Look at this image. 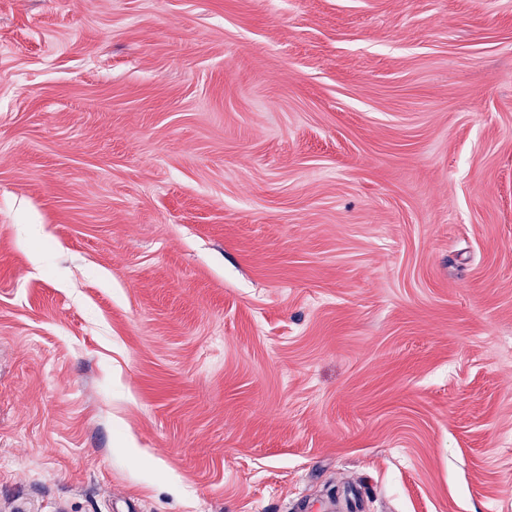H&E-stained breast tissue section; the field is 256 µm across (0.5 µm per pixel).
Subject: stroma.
Here are the masks:
<instances>
[{
  "mask_svg": "<svg viewBox=\"0 0 512 512\" xmlns=\"http://www.w3.org/2000/svg\"><path fill=\"white\" fill-rule=\"evenodd\" d=\"M512 512V0H0V512Z\"/></svg>",
  "mask_w": 512,
  "mask_h": 512,
  "instance_id": "obj_1",
  "label": "stroma"
}]
</instances>
